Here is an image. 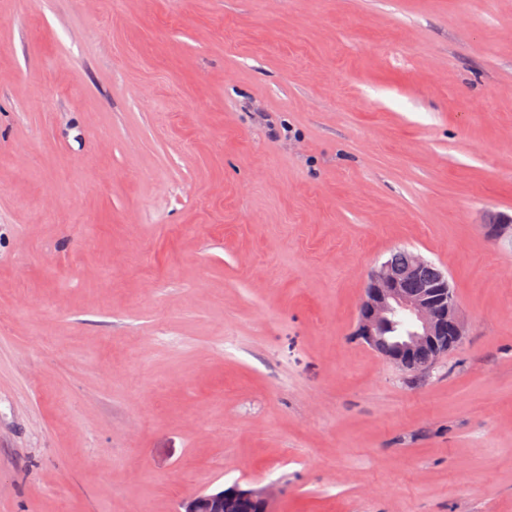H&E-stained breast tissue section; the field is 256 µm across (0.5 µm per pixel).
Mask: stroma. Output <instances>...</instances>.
<instances>
[{
    "instance_id": "35a3bbf8",
    "label": "stroma",
    "mask_w": 512,
    "mask_h": 512,
    "mask_svg": "<svg viewBox=\"0 0 512 512\" xmlns=\"http://www.w3.org/2000/svg\"><path fill=\"white\" fill-rule=\"evenodd\" d=\"M512 0H0V512H512ZM421 254L466 334L353 332ZM413 255L411 252H398L387 261L394 265H404ZM384 263L372 270L365 288V297L359 308L356 336L365 344L381 351L393 364L403 367V360L414 348L428 345L433 351L420 371H429L447 349L460 343L465 333V323L460 316L453 290L448 283V275L437 280L425 279L423 270L430 263L415 254L412 264L398 269ZM409 280L418 282V289L407 293L404 288ZM398 312L407 314L413 329L394 346H388L383 339L384 328ZM447 330V331H446ZM424 360L418 353L407 360L400 368L411 376L420 375L416 367ZM274 492L269 486L242 487L234 483L210 492H202L181 502L179 512H229L226 502L229 497L248 499L259 504L264 512L270 511Z\"/></svg>"
}]
</instances>
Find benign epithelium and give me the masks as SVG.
I'll return each instance as SVG.
<instances>
[{"instance_id": "1", "label": "benign epithelium", "mask_w": 512, "mask_h": 512, "mask_svg": "<svg viewBox=\"0 0 512 512\" xmlns=\"http://www.w3.org/2000/svg\"><path fill=\"white\" fill-rule=\"evenodd\" d=\"M429 261L416 254L412 264L398 269L388 263L372 270L359 308L356 336L368 346L381 351L393 364L401 367L414 348L427 345L433 351L420 371H429L447 349L460 343L465 323L460 316L448 277L429 280L422 276ZM398 312L407 314L412 322L411 335L389 346L383 339L384 328ZM238 497L259 504L270 512L274 497L268 486L242 487L234 483L210 492H203L181 502L179 512H229L227 499Z\"/></svg>"}]
</instances>
